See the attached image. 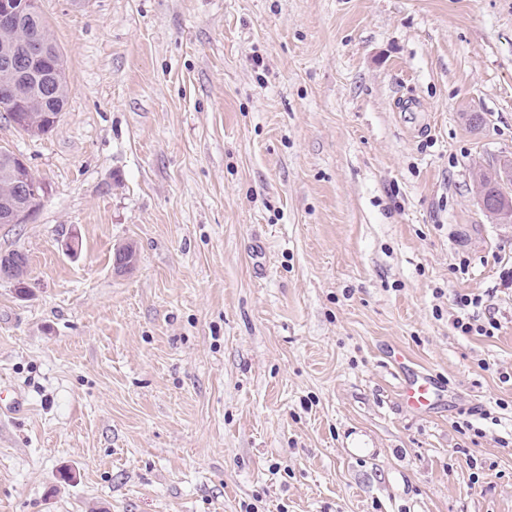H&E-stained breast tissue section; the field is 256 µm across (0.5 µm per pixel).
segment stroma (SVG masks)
Returning a JSON list of instances; mask_svg holds the SVG:
<instances>
[{
    "label": "stroma",
    "mask_w": 512,
    "mask_h": 512,
    "mask_svg": "<svg viewBox=\"0 0 512 512\" xmlns=\"http://www.w3.org/2000/svg\"><path fill=\"white\" fill-rule=\"evenodd\" d=\"M40 9L69 93L0 118L45 187L0 224V512H512V224L473 178L512 157V0ZM395 348L447 402L403 407ZM12 252L21 251L12 250L7 253L1 252L0 254V281H10L17 286L20 281L25 279L27 268L26 260L28 261V256L24 253L25 258L20 254L16 255ZM457 306L461 311H463V315L456 318V321L454 323V326L456 329H460L463 333H471L475 331L476 333L484 336H490L494 334V330H497V324L492 319L488 320L485 324H476L473 320L471 322V317L466 316L468 313V309L470 307H478L481 305V299L479 296H471V295H461L457 297Z\"/></svg>",
    "instance_id": "35a3bbf8"
}]
</instances>
